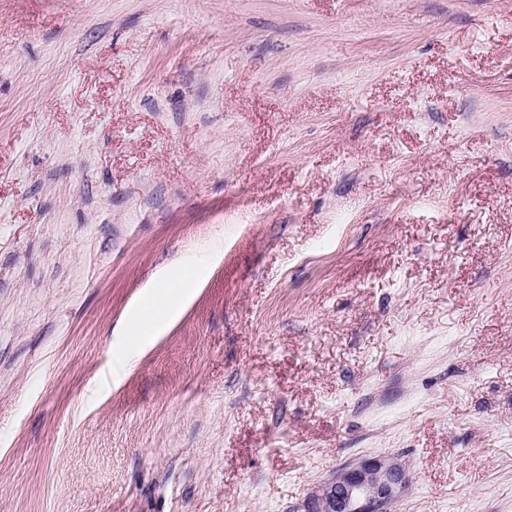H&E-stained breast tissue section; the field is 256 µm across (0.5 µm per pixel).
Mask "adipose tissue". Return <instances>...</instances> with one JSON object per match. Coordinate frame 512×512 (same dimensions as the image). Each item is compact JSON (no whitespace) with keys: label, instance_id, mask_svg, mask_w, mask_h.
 I'll return each mask as SVG.
<instances>
[{"label":"adipose tissue","instance_id":"obj_1","mask_svg":"<svg viewBox=\"0 0 512 512\" xmlns=\"http://www.w3.org/2000/svg\"><path fill=\"white\" fill-rule=\"evenodd\" d=\"M214 254L209 250L195 252L181 263L179 275H162L154 286L146 291L134 312L135 329L128 336L123 348L112 357V369H126L133 356L146 346L163 327V317L175 314L183 299L208 271Z\"/></svg>","mask_w":512,"mask_h":512}]
</instances>
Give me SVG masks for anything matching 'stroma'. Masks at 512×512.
Returning <instances> with one entry per match:
<instances>
[{"label":"stroma","instance_id":"obj_1","mask_svg":"<svg viewBox=\"0 0 512 512\" xmlns=\"http://www.w3.org/2000/svg\"><path fill=\"white\" fill-rule=\"evenodd\" d=\"M379 454L393 512H512V0H0V512H296ZM215 251H197L179 262L180 274L162 275L154 286L146 291L134 312L135 329L127 336L123 348L112 357L114 373L126 369L132 357L146 346L163 327L161 312L175 314L183 299L208 271Z\"/></svg>","mask_w":512,"mask_h":512}]
</instances>
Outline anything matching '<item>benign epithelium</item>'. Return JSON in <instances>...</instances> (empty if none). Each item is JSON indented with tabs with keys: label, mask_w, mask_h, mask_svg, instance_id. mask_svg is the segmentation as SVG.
I'll return each instance as SVG.
<instances>
[{
	"label": "benign epithelium",
	"mask_w": 512,
	"mask_h": 512,
	"mask_svg": "<svg viewBox=\"0 0 512 512\" xmlns=\"http://www.w3.org/2000/svg\"><path fill=\"white\" fill-rule=\"evenodd\" d=\"M408 482L397 458L378 455L334 473L307 495L300 512H390Z\"/></svg>",
	"instance_id": "obj_1"
}]
</instances>
